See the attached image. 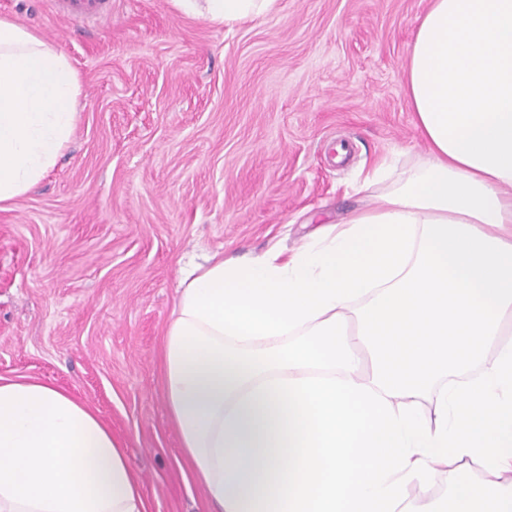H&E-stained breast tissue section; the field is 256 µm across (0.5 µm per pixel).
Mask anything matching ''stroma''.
Wrapping results in <instances>:
<instances>
[{
	"instance_id": "obj_1",
	"label": "stroma",
	"mask_w": 512,
	"mask_h": 512,
	"mask_svg": "<svg viewBox=\"0 0 512 512\" xmlns=\"http://www.w3.org/2000/svg\"><path fill=\"white\" fill-rule=\"evenodd\" d=\"M427 3L278 0L229 28L172 0H112L84 21L0 0L81 84L55 167L0 209V378L87 404L147 512H212L163 394L184 270L297 248L361 200L382 159L423 153L403 68Z\"/></svg>"
}]
</instances>
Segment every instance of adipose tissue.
<instances>
[{"label":"adipose tissue","mask_w":512,"mask_h":512,"mask_svg":"<svg viewBox=\"0 0 512 512\" xmlns=\"http://www.w3.org/2000/svg\"><path fill=\"white\" fill-rule=\"evenodd\" d=\"M174 3L232 26L276 0ZM404 88L427 151L378 163L373 203L180 281L164 398L213 512H512V0H429ZM79 93L63 53L0 16V209L55 166ZM436 471L448 498L414 505ZM0 512L146 506L91 408L0 379Z\"/></svg>","instance_id":"ef3b65f1"}]
</instances>
